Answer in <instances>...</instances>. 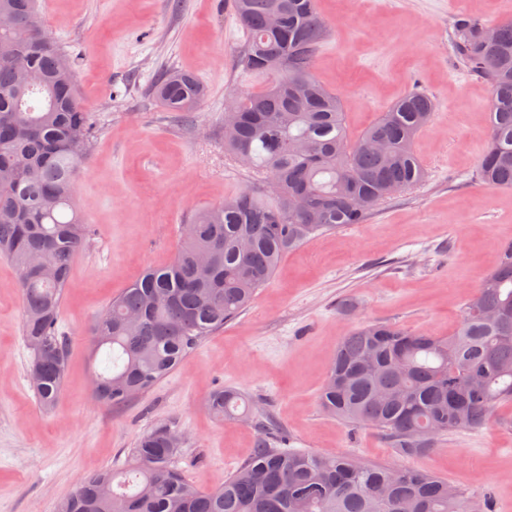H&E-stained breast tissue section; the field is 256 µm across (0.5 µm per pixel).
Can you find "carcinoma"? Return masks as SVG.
Instances as JSON below:
<instances>
[{"instance_id":"obj_1","label":"carcinoma","mask_w":512,"mask_h":512,"mask_svg":"<svg viewBox=\"0 0 512 512\" xmlns=\"http://www.w3.org/2000/svg\"><path fill=\"white\" fill-rule=\"evenodd\" d=\"M247 32L239 69L271 83L227 106L239 117L224 153L254 172L258 186L197 211L171 263L147 270L96 319L90 341L104 355L93 398L122 406L169 375L213 331L234 321L281 259L313 238L361 224L392 192L423 184L414 143L433 121L432 98L412 91L361 135L350 137L334 92L315 76L329 37L317 0H233ZM12 18L4 37L18 57H0V255L18 275L29 377L41 407L61 394L67 345L60 307L74 256L87 241L76 205L91 114L76 91L75 59L40 26L37 0H0ZM456 23L468 70L491 88L480 181L512 189V22ZM168 112L194 115L208 98L193 73L154 82ZM280 192L269 197L267 181ZM245 394L219 389L208 400L219 419H243ZM321 407L355 427L385 433L398 453L425 457L442 434L478 431L512 402V242L467 302L449 336L387 323L355 327L336 346ZM172 431L157 428L133 451L124 477L104 469L84 479L57 512H467L469 497L422 467L373 466L349 454L317 456L259 439L225 482L198 491L175 464Z\"/></svg>"}]
</instances>
